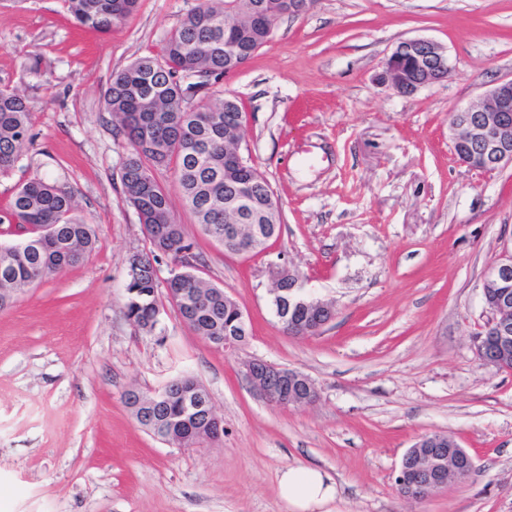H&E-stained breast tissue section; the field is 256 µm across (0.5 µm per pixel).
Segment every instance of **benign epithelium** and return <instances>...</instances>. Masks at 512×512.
<instances>
[{
  "label": "benign epithelium",
  "mask_w": 512,
  "mask_h": 512,
  "mask_svg": "<svg viewBox=\"0 0 512 512\" xmlns=\"http://www.w3.org/2000/svg\"><path fill=\"white\" fill-rule=\"evenodd\" d=\"M310 0H288L286 13L269 12L270 5L262 0L253 6L247 17L237 18L234 30L247 27L263 15L280 18L283 15L298 16L309 9ZM451 72L445 49L437 42L426 38H412L400 42L385 60L379 74L380 82L389 85L401 94H410L418 89L438 83L440 75ZM450 135L453 147H464L466 152L458 161L477 169L484 163L497 170L512 167V77L496 83L477 104L457 109L451 118ZM243 128L237 130V141L224 143V156L236 167H249L240 153ZM237 235V246L252 252L263 239V228L258 224H233L228 235ZM274 280L272 295L276 315L288 334L309 336L317 333L335 316V308L329 303L310 300L301 292L297 275L285 268L272 267ZM482 301L489 314V325L497 332L498 348L491 350L476 338V350L485 366L504 369L512 360V258L495 263L486 277L482 289ZM245 378L252 388L267 403L282 407L310 405L318 397L311 380L304 374L279 368L260 360L244 364ZM171 395L170 387L144 396L140 390L130 388L125 400L146 413L157 403ZM186 411L203 414L209 424V439L223 435L224 423L217 414L211 396L188 386L176 394ZM475 469L474 457L458 444L448 445V440L439 434L419 440L407 450L396 473L395 484L406 498L424 501L448 485L452 474L460 476Z\"/></svg>",
  "instance_id": "obj_1"
}]
</instances>
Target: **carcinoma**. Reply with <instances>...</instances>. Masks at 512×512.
I'll list each match as a JSON object with an SVG mask.
<instances>
[{
	"label": "carcinoma",
	"mask_w": 512,
	"mask_h": 512,
	"mask_svg": "<svg viewBox=\"0 0 512 512\" xmlns=\"http://www.w3.org/2000/svg\"><path fill=\"white\" fill-rule=\"evenodd\" d=\"M68 11L81 26L102 33L130 14L138 0H65ZM255 0H200L172 30L158 57L137 59L112 78L105 94L108 111L116 118L119 132L129 146L123 164L122 184L126 200L146 224L172 227L166 248L174 253L194 251L183 226L176 223L170 195L156 173L171 170L178 189L202 226L204 233L224 244L228 225L226 203L236 188L224 178V135L239 125L242 107L233 97L209 106H196L194 99L208 94L224 80L226 67L240 56L248 58L266 44L269 31L260 19L238 37V53L224 48L227 19L246 14ZM155 98L154 111L140 109L141 95ZM32 140L31 117L23 97L0 88V174L12 170ZM250 200L242 224L265 225V236L279 237L280 209L272 201L270 186L255 170ZM25 229L26 237L13 245L0 246V308L6 307L23 289L41 282L58 270L78 264L96 241L91 225L75 215L73 196L57 184L38 179L21 184L7 207L0 211V224ZM188 264L166 281L179 288L174 297L182 321L194 334L212 345L224 347V332L239 329L236 310L224 305V289L208 284ZM158 276L154 268L127 284L125 314L138 326L153 329L158 312ZM139 424L158 438L177 447L206 442L205 418H189L177 400L156 405L153 419Z\"/></svg>",
	"instance_id": "cac0c4a2"
}]
</instances>
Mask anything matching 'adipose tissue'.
<instances>
[{"mask_svg": "<svg viewBox=\"0 0 512 512\" xmlns=\"http://www.w3.org/2000/svg\"><path fill=\"white\" fill-rule=\"evenodd\" d=\"M279 494L294 512H313L314 508L332 500L336 486L330 477L311 467H290L278 480Z\"/></svg>", "mask_w": 512, "mask_h": 512, "instance_id": "adipose-tissue-1", "label": "adipose tissue"}]
</instances>
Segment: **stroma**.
Masks as SVG:
<instances>
[{"label":"stroma","mask_w":512,"mask_h":512,"mask_svg":"<svg viewBox=\"0 0 512 512\" xmlns=\"http://www.w3.org/2000/svg\"><path fill=\"white\" fill-rule=\"evenodd\" d=\"M198 0H139L103 36L63 0H0V88L27 101L32 143L0 175V209L48 179L74 197L96 244L0 309V512H292L288 467L336 483L318 512H512V371L481 364L482 286L512 255V168L478 172L450 141L456 107L512 76V0H314L222 89L245 112L241 151L281 203L264 252L225 253L178 192L177 223L197 276L224 287L250 334L218 348L182 322L163 286L155 330L124 314L129 259L151 246L123 194L124 139L105 105L113 75L159 53ZM441 44L448 80L400 94L377 76L396 44ZM334 304L318 334L284 332L273 265ZM261 359L307 375L319 398L282 409L250 388ZM195 377L224 419L220 440L178 448L148 434L124 402ZM430 433L476 460L469 479L428 500L394 478Z\"/></svg>","instance_id":"1"}]
</instances>
